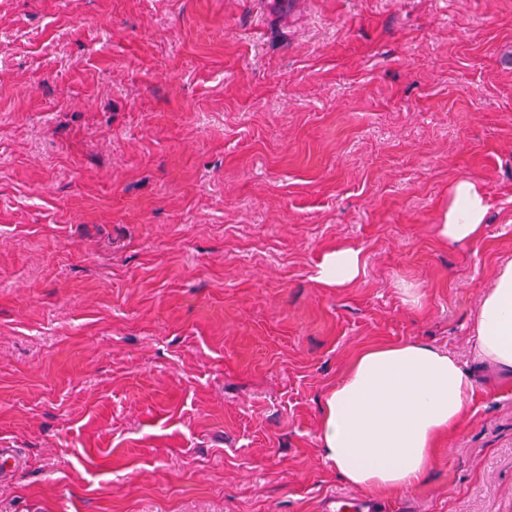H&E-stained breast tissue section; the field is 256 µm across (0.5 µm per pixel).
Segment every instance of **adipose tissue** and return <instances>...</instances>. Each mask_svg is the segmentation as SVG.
I'll return each instance as SVG.
<instances>
[{
	"label": "adipose tissue",
	"instance_id": "1",
	"mask_svg": "<svg viewBox=\"0 0 512 512\" xmlns=\"http://www.w3.org/2000/svg\"><path fill=\"white\" fill-rule=\"evenodd\" d=\"M488 206L483 190L460 179L448 192L438 227L446 244L478 241ZM364 268L360 249L322 255L315 279L346 288ZM473 362L512 372V263L501 266L474 318ZM476 391L472 370L433 345L391 342L360 349L323 403V454L347 483L381 493L420 482L434 464L440 437L461 429Z\"/></svg>",
	"mask_w": 512,
	"mask_h": 512
}]
</instances>
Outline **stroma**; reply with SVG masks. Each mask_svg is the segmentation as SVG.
<instances>
[{
  "label": "stroma",
  "instance_id": "1",
  "mask_svg": "<svg viewBox=\"0 0 512 512\" xmlns=\"http://www.w3.org/2000/svg\"><path fill=\"white\" fill-rule=\"evenodd\" d=\"M462 178L486 224L447 246ZM510 261L512 0H0V512L364 497L327 392L370 344L468 358ZM474 375L380 512H512V376ZM487 211L484 191L470 180H456L449 188L443 224H438L440 240L444 244L478 241L483 234ZM363 268L364 257L360 249L336 248L322 255L315 279L325 288H347L359 278Z\"/></svg>",
  "mask_w": 512,
  "mask_h": 512
}]
</instances>
